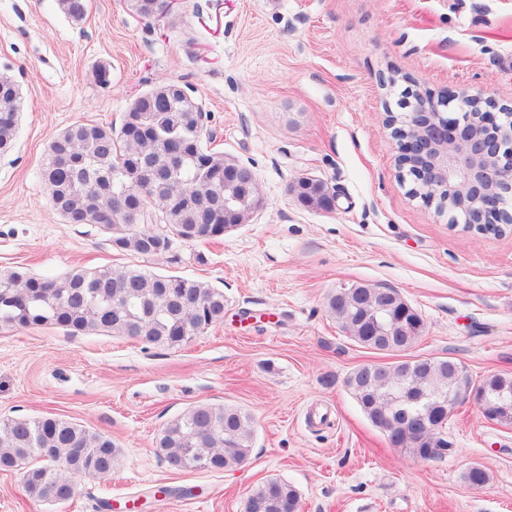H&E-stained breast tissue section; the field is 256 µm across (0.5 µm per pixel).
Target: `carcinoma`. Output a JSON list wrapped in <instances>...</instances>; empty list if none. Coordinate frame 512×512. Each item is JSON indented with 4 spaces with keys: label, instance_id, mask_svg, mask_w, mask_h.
<instances>
[{
    "label": "carcinoma",
    "instance_id": "1",
    "mask_svg": "<svg viewBox=\"0 0 512 512\" xmlns=\"http://www.w3.org/2000/svg\"><path fill=\"white\" fill-rule=\"evenodd\" d=\"M73 21H83L88 0H59ZM163 0H131L132 10L152 18ZM19 96L13 81L0 77V154L11 150L18 133ZM202 103L177 83L153 87L128 107L120 127L76 124L54 136L43 167L54 209L69 224H94L109 234L112 247L142 257L164 256L172 238L186 242L212 241L224 235V217L247 218L250 203L234 181L217 182L213 175L225 169L239 178L254 176L238 160L208 149ZM183 152L172 165L170 144ZM165 172L167 177L147 191L140 185L139 168ZM327 188L319 180L300 185L298 199L308 207L328 208ZM161 228L154 229L152 225ZM328 313L356 343L372 347V337L386 334L399 345L405 336L421 337V317L405 302L373 311L368 288H338L327 298ZM224 293L182 276H164L138 267L114 269L75 267L49 279L17 271L0 273V326L51 325L69 336L107 332L149 344L179 347L209 327L224 323ZM461 364L452 359L415 358L394 367L366 363L346 378L366 418L386 437L410 442L397 428L401 408L421 411L438 389L462 395L471 391ZM480 386L494 407L487 416L512 425V375L494 373ZM254 440L252 417L233 406L199 404L167 422L158 448L168 467L232 469L250 456ZM428 459H441L448 442L434 435L423 444ZM116 459L112 439L75 422L42 417L0 423V472L23 471L29 496L66 502L75 495V479L106 478ZM486 468L468 469L469 488L488 484ZM245 512H299L293 486L268 479L247 497Z\"/></svg>",
    "mask_w": 512,
    "mask_h": 512
}]
</instances>
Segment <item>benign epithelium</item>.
<instances>
[{"mask_svg":"<svg viewBox=\"0 0 512 512\" xmlns=\"http://www.w3.org/2000/svg\"><path fill=\"white\" fill-rule=\"evenodd\" d=\"M407 100L398 140L396 166L435 201L448 193V221L467 232L489 234L491 224H511L512 124L497 115H512L484 93L443 90L422 92ZM407 436L418 448L437 425L403 414Z\"/></svg>","mask_w":512,"mask_h":512,"instance_id":"1","label":"benign epithelium"}]
</instances>
